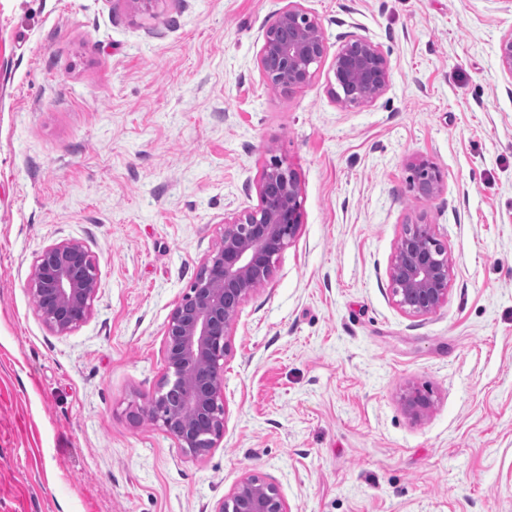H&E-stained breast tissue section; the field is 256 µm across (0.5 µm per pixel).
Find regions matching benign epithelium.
I'll return each mask as SVG.
<instances>
[{"label":"benign epithelium","instance_id":"7a95c632","mask_svg":"<svg viewBox=\"0 0 512 512\" xmlns=\"http://www.w3.org/2000/svg\"><path fill=\"white\" fill-rule=\"evenodd\" d=\"M319 21L297 3L275 13L263 32L259 64L270 86L289 90L309 84L326 53ZM500 70L512 77V30L496 51ZM333 72L345 106L364 107L390 83V62L369 38H340ZM413 195L433 199L443 188L436 163L418 158L410 164ZM259 203L224 219L218 244L205 256L195 279L164 326L166 373L143 413L170 435L177 446L201 457L224 436L222 360L228 336L243 303L274 276L278 256L296 238L302 224V189L296 172L273 156L257 185ZM395 305L409 315L424 316L448 302L452 265L447 246L420 217L402 225L388 266ZM100 288V263L82 242L64 239L46 246L35 258L28 290L35 311L53 334L65 336L92 314ZM414 420L433 405L431 396L408 387L401 396ZM216 512H290L274 483L258 475L242 479Z\"/></svg>","mask_w":512,"mask_h":512}]
</instances>
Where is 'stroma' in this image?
I'll list each match as a JSON object with an SVG mask.
<instances>
[{"mask_svg": "<svg viewBox=\"0 0 512 512\" xmlns=\"http://www.w3.org/2000/svg\"><path fill=\"white\" fill-rule=\"evenodd\" d=\"M298 2L327 52L283 92L259 52L289 0H0V512H217L251 474L290 512H512V0ZM349 32L391 66L360 109L331 93ZM274 155L303 224L230 331L224 437L192 457L143 414L164 325ZM418 157L435 198L409 190ZM421 214L453 276L412 316L387 269ZM63 239L101 288L56 336L27 281ZM410 168L412 176L409 188L414 196L432 199L440 194L443 180L436 163L427 158H417L410 164ZM403 407L414 420L423 418L433 405L431 396L416 387H407L401 396Z\"/></svg>", "mask_w": 512, "mask_h": 512, "instance_id": "1", "label": "stroma"}]
</instances>
